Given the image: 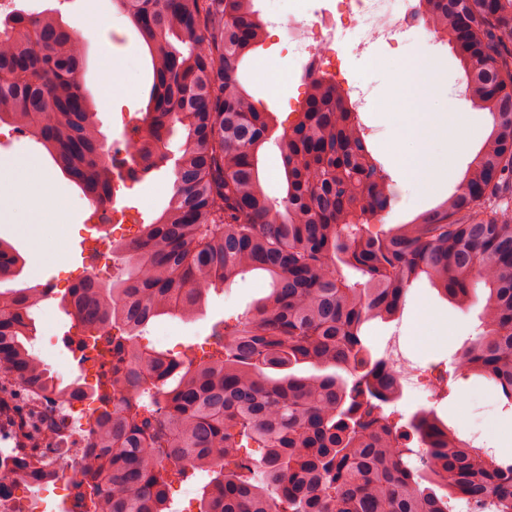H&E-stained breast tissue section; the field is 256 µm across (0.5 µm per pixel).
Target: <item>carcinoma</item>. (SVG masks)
I'll use <instances>...</instances> for the list:
<instances>
[{
    "label": "carcinoma",
    "instance_id": "1",
    "mask_svg": "<svg viewBox=\"0 0 512 512\" xmlns=\"http://www.w3.org/2000/svg\"><path fill=\"white\" fill-rule=\"evenodd\" d=\"M422 2L492 125L443 204L374 233L392 207L389 175L344 89L312 80L283 130L247 89L243 67L264 36L255 0H116L154 72L128 177L171 163L173 193L136 240L108 243L124 277L68 292L82 347L122 331L112 335L109 384L65 380L35 355L42 289L0 291V394L18 386L60 409L78 396L99 402L90 447L55 449L32 443L30 420L0 402V422L31 442L0 463V495L11 471L54 481L55 452L81 475V512H164L173 478L197 472L207 476L197 512H512V458L473 446L432 409L400 424L384 409L399 380L366 342L365 325L395 318L422 277L456 307L481 300L482 331L457 369L512 405V0ZM87 48L53 12L0 17V124L33 136L98 212L112 202L115 171L81 78ZM270 144L280 198L263 188ZM22 266L0 238V282ZM251 272L268 292L215 334L218 355L141 348L151 322L191 318L210 291ZM244 448L263 449L261 459Z\"/></svg>",
    "mask_w": 512,
    "mask_h": 512
}]
</instances>
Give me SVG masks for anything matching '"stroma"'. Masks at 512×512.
<instances>
[{"instance_id":"obj_1","label":"stroma","mask_w":512,"mask_h":512,"mask_svg":"<svg viewBox=\"0 0 512 512\" xmlns=\"http://www.w3.org/2000/svg\"><path fill=\"white\" fill-rule=\"evenodd\" d=\"M44 9L60 8L62 19L72 27L78 28L85 21H93L96 34L88 46V66L85 73L87 87L94 95L101 131L108 140L121 138L124 131L133 124L137 112L144 104L143 90L151 79L152 73L145 47L130 27L127 19L112 4V0H40ZM108 44L113 58L131 63L135 69L136 86L132 95L114 98L101 89L102 69L104 66L98 53L99 44ZM371 53L388 57L389 66L377 69L366 59H359L356 67L366 77L363 86L367 94L369 109L361 113L362 122L369 127L370 145L377 158L390 173L391 191L395 201L381 222L384 227L405 224L421 212L436 206L448 194L454 191L455 181L440 185L437 192H424L420 183L405 177L387 144L396 135L395 127L385 118L383 103L396 81L392 69L394 63L406 58L433 57L439 71L437 89L431 90L429 107L437 114L447 111L462 112L468 116L472 128L478 129V136L472 137L467 151L455 159L457 174H464L469 162L480 149L484 132L491 126L486 112L476 109L468 98L460 96L459 91L465 84V74L455 52L445 44L433 43L428 28H421L408 41L397 48L382 44L371 46ZM303 57L288 46L282 38L279 28L268 27L263 46L259 47L257 59L247 64L245 79L249 90L260 98L268 108L276 112L279 120L290 118L297 103L304 96L305 86L295 80L289 84L288 94H280L274 88L275 78L284 72L300 69ZM14 135L12 127H0V158L8 156L21 144ZM29 154L41 166L52 171L57 186L67 199L69 222L74 230L67 235V246L57 250L55 244H48L41 257H27L28 270L23 273L21 287H29L31 267H38L37 278L46 281L64 273H76L85 267L89 258L84 255L80 243L84 237L95 236L94 228L87 226L90 214L88 201L79 188L55 172L49 156L40 150L33 140H26ZM170 173L161 172L147 177L141 182L128 181L121 184L118 194L121 203L118 207L123 219L120 230L138 235L143 221L160 211L167 203L168 196L164 185L170 184ZM266 284L256 275L247 276L232 288L211 294L205 309L191 321L166 317L156 321L142 337L141 342L150 347L163 350H181L182 346L195 345L199 356L206 357L214 350L210 335L213 325L223 321L235 322L253 299L264 292ZM429 309L434 322L428 330H421L418 315L421 309ZM480 305L460 309L442 299L431 288L427 279H420L406 294L399 320L391 323L373 321L366 327L367 340L376 354H383L390 338H398L403 359L412 366L435 372L453 369L458 350L463 343L476 334L480 323ZM72 325L68 316L57 314L54 305H44L36 318L37 334L34 350L46 359L54 372L64 379L76 378L79 374L76 361L72 358V347L65 338ZM434 408L438 415L456 429L461 435L476 434L480 445L494 449L496 455H512V431L502 429L500 421L504 416L503 398L500 391L486 379L472 376L458 378L450 393L428 395L423 387L405 386L395 408L404 417H411L418 409Z\"/></svg>"}]
</instances>
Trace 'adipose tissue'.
I'll return each mask as SVG.
<instances>
[{
  "instance_id": "obj_1",
  "label": "adipose tissue",
  "mask_w": 512,
  "mask_h": 512,
  "mask_svg": "<svg viewBox=\"0 0 512 512\" xmlns=\"http://www.w3.org/2000/svg\"><path fill=\"white\" fill-rule=\"evenodd\" d=\"M389 120L397 129L389 149L403 175L426 186L454 178L453 160L466 150L472 137L464 116L426 112L423 100L417 99L408 111L391 113ZM66 207L52 176L25 149L0 160V220L32 211L56 227L62 224Z\"/></svg>"
}]
</instances>
